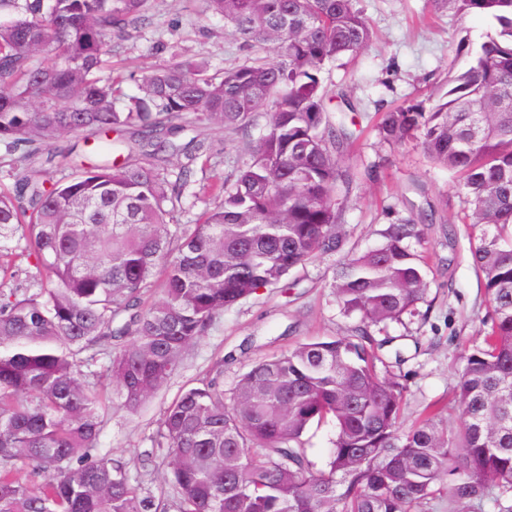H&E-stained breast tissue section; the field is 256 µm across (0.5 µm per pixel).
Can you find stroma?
<instances>
[{
  "instance_id": "stroma-1",
  "label": "stroma",
  "mask_w": 512,
  "mask_h": 512,
  "mask_svg": "<svg viewBox=\"0 0 512 512\" xmlns=\"http://www.w3.org/2000/svg\"><path fill=\"white\" fill-rule=\"evenodd\" d=\"M356 7L372 41L355 56L325 63L321 71L334 120L350 121L360 133L357 151L342 158L355 172L344 198V229L363 251L380 243L387 225L423 211L435 215L425 239L431 272L423 302L414 316L373 331L383 343L380 361L392 366L407 388L401 425L408 428L421 419L426 404L451 401L464 355L483 341L490 305L474 270L469 232L459 219L464 199L458 177L431 163L416 143L380 142L376 125L383 112L402 105L434 106L497 25L481 15L434 9L429 0H356ZM202 9L201 0H155L151 25L115 46L112 72L123 75L126 97L140 95L143 72L182 56L203 58L220 70L261 55V48L243 46L221 16ZM269 111L260 107L245 134L195 125L193 137L211 141L215 154L186 189L180 223H195L213 206L212 183L233 175L246 160ZM334 264V258L324 257L300 266L278 287L260 289L225 310L137 413L109 407L100 453L123 457L131 478L153 493L171 492L166 451L157 445L160 418L214 359L224 360L229 392L253 363L298 343L348 335L358 325L359 315H344L330 288Z\"/></svg>"
}]
</instances>
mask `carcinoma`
<instances>
[{
	"instance_id": "carcinoma-1",
	"label": "carcinoma",
	"mask_w": 512,
	"mask_h": 512,
	"mask_svg": "<svg viewBox=\"0 0 512 512\" xmlns=\"http://www.w3.org/2000/svg\"><path fill=\"white\" fill-rule=\"evenodd\" d=\"M154 0H0L3 163L34 161L64 133L133 131L98 140L99 164L59 180L24 176L0 189V512H167L121 456L96 454L105 405L90 378L115 387L133 413L179 368L211 323L296 267L335 256L331 288L361 324L349 336L299 343L251 366L230 396L224 358L169 404L159 426L177 512H422L448 496L477 512L512 492V0H431L497 24L445 100L386 112L380 139L414 140L459 176L474 265L491 306L483 343L464 357L451 427L432 410L400 426L405 384L376 370L369 331L416 312L429 281L418 251L427 218L347 249L341 154L353 138L333 125L322 66L354 55L372 33L354 0H203L255 59L220 72L185 59L141 76L125 98L112 37L151 24ZM276 100L265 131L218 201L196 224H176L181 189L211 146L175 138L186 125L246 131ZM182 160L176 174L160 162ZM24 245H11L13 240ZM22 249L38 276L20 279ZM160 287L162 298L145 303ZM104 356L99 372L82 370ZM334 421L328 471H315L302 436ZM42 479L34 488L19 465Z\"/></svg>"
}]
</instances>
